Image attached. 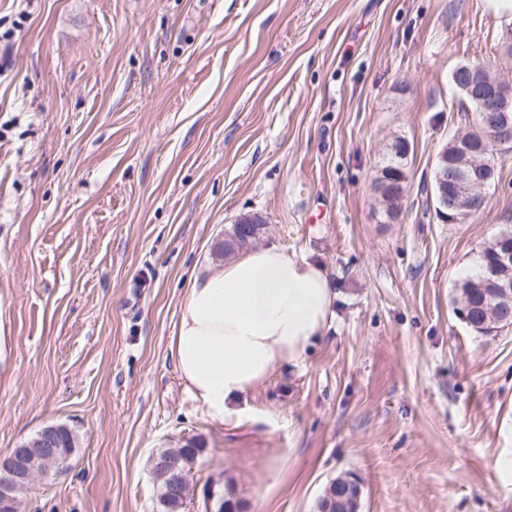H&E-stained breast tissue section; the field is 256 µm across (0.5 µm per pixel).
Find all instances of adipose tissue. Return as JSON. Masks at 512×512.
Here are the masks:
<instances>
[{
	"instance_id": "ef3b65f1",
	"label": "adipose tissue",
	"mask_w": 512,
	"mask_h": 512,
	"mask_svg": "<svg viewBox=\"0 0 512 512\" xmlns=\"http://www.w3.org/2000/svg\"><path fill=\"white\" fill-rule=\"evenodd\" d=\"M336 297L322 264L266 246L197 271L170 341L187 390L218 416L282 364L301 360Z\"/></svg>"
}]
</instances>
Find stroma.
I'll use <instances>...</instances> for the list:
<instances>
[{"label":"stroma","mask_w":512,"mask_h":512,"mask_svg":"<svg viewBox=\"0 0 512 512\" xmlns=\"http://www.w3.org/2000/svg\"><path fill=\"white\" fill-rule=\"evenodd\" d=\"M487 0H0V455L51 424L70 469L23 512H160L150 460L203 448L185 512H512V327L472 332L458 283L512 228V151L486 207L427 214L460 130L453 71L512 80ZM402 140L386 220L371 183ZM336 285L305 357L215 416L170 339L194 268L242 215ZM56 427L55 440L59 452L56 456L55 469L62 468L66 471L70 468V457L75 450V435L71 429L64 425H52Z\"/></svg>","instance_id":"stroma-1"}]
</instances>
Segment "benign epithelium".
<instances>
[{"instance_id":"7a95c632","label":"benign epithelium","mask_w":512,"mask_h":512,"mask_svg":"<svg viewBox=\"0 0 512 512\" xmlns=\"http://www.w3.org/2000/svg\"><path fill=\"white\" fill-rule=\"evenodd\" d=\"M470 83L467 90L490 85L493 88L492 101L494 108L489 113L481 114L482 124L489 132V138L497 146L506 148L512 145V82L503 78H486L480 67L469 70ZM466 153L471 155L470 166L466 170L443 168L436 177L435 192L430 197L435 199L432 204L433 212L441 220L451 219L455 224L463 223L476 214L485 204L486 195L476 197L454 195L449 187L459 179L464 178L475 188H484L495 176L494 159L488 156L483 148L474 149L463 145ZM239 233H224L221 247L224 251H238L253 247L266 227V220L259 214L243 215L235 220ZM495 272L490 278V287L495 289V298L506 301L512 298V244L501 237L495 251ZM512 324V314L503 313L494 304L486 307V319L481 327L493 332L500 327ZM49 437L42 436L31 445H22L13 449L9 455L0 457V508L12 510L16 500L14 493L19 483H28L36 475H48L52 472L49 463L54 457L41 454L37 460H32L33 449L45 448ZM152 477L162 476L168 480L172 494L187 499L190 493V477L179 472L177 464L171 456L155 455L151 460ZM336 484L343 487L355 503L354 512H360L361 489L357 478L346 475L336 479Z\"/></svg>"}]
</instances>
